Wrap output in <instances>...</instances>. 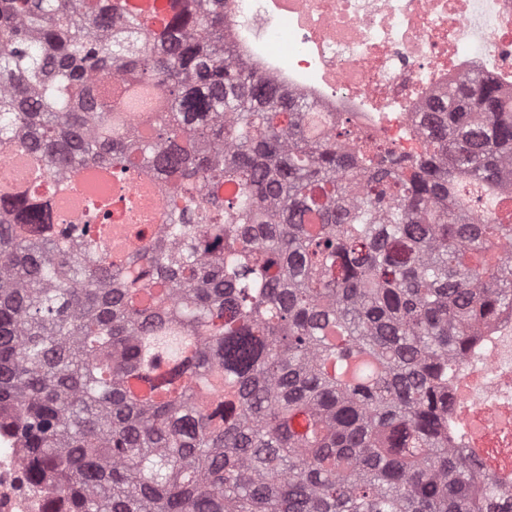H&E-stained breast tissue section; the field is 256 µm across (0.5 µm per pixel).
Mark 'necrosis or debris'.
<instances>
[{"instance_id": "1", "label": "necrosis or debris", "mask_w": 512, "mask_h": 512, "mask_svg": "<svg viewBox=\"0 0 512 512\" xmlns=\"http://www.w3.org/2000/svg\"><path fill=\"white\" fill-rule=\"evenodd\" d=\"M240 58L357 132L407 154L430 99L480 71L512 92V0H233ZM452 420L484 469L512 485V315L501 316L451 387Z\"/></svg>"}]
</instances>
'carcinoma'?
I'll return each instance as SVG.
<instances>
[{
	"mask_svg": "<svg viewBox=\"0 0 512 512\" xmlns=\"http://www.w3.org/2000/svg\"><path fill=\"white\" fill-rule=\"evenodd\" d=\"M230 0H0V432L42 512H512L450 381L512 313V96L421 153L236 58ZM112 207L74 212L82 172ZM158 187L143 220L112 187ZM124 213L137 243L112 256Z\"/></svg>",
	"mask_w": 512,
	"mask_h": 512,
	"instance_id": "obj_1",
	"label": "carcinoma"
}]
</instances>
